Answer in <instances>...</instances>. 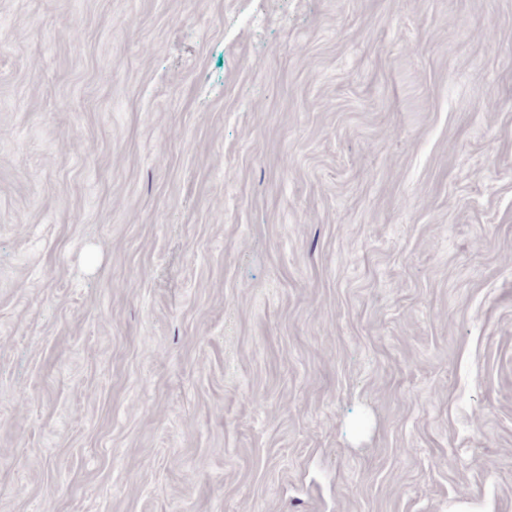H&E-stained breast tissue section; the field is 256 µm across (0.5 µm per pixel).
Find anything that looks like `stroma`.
<instances>
[{
	"label": "stroma",
	"instance_id": "35a3bbf8",
	"mask_svg": "<svg viewBox=\"0 0 512 512\" xmlns=\"http://www.w3.org/2000/svg\"><path fill=\"white\" fill-rule=\"evenodd\" d=\"M0 512H512V0H0Z\"/></svg>",
	"mask_w": 512,
	"mask_h": 512
}]
</instances>
